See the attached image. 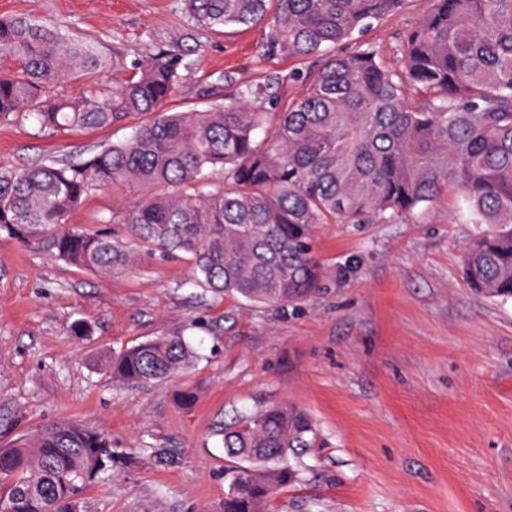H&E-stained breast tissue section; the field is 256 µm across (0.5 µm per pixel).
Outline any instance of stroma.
Returning a JSON list of instances; mask_svg holds the SVG:
<instances>
[{
	"label": "stroma",
	"mask_w": 512,
	"mask_h": 512,
	"mask_svg": "<svg viewBox=\"0 0 512 512\" xmlns=\"http://www.w3.org/2000/svg\"><path fill=\"white\" fill-rule=\"evenodd\" d=\"M427 7L405 0L374 24L367 38L385 64ZM15 15L98 40L108 66L97 80L111 90L146 55H185L173 112L204 108L228 77L275 74L280 96H299L309 65L268 52L267 28L198 26L186 0H0V17ZM137 121L75 133L0 121V164L84 159ZM138 195L91 192L69 221L96 229ZM476 230L446 194L393 224L317 225L321 285L287 307L214 297L176 254L139 248L102 277L1 236L0 448L77 421L112 443L110 471L80 494L84 512H219L221 429L285 402L311 417L316 444L268 512H512V299L465 281ZM79 319L88 335L71 334ZM173 335L198 350L184 373L139 386L104 373L112 352Z\"/></svg>",
	"instance_id": "35a3bbf8"
}]
</instances>
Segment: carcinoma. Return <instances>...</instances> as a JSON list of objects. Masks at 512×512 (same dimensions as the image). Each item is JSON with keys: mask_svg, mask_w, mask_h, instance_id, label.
<instances>
[{"mask_svg": "<svg viewBox=\"0 0 512 512\" xmlns=\"http://www.w3.org/2000/svg\"><path fill=\"white\" fill-rule=\"evenodd\" d=\"M405 0H188L197 25L269 27L266 47L313 59L303 93H271L280 77L243 83L200 110L164 109L188 68L149 55L118 90L53 88L107 66L97 42L16 15L0 18V120L34 116L45 130L146 117L126 140L78 162L0 166V235L80 269L109 276L132 252L112 231L69 217L92 190L138 187L141 199L106 223L128 226L138 246L190 257L194 280L217 297L283 306L308 299L322 268L318 224L393 223L448 192L484 229L464 248L476 291L512 298V0H429L427 13L381 62L363 36ZM270 131L260 140V131ZM221 175L224 186L204 190ZM196 352L159 336L112 354L110 377L127 384L170 378ZM232 479L221 512H265L297 479L288 456L311 448V418L278 403L222 432ZM112 467L102 432L73 422L44 426L0 448V512H80L78 494Z\"/></svg>", "mask_w": 512, "mask_h": 512, "instance_id": "carcinoma-1", "label": "carcinoma"}]
</instances>
